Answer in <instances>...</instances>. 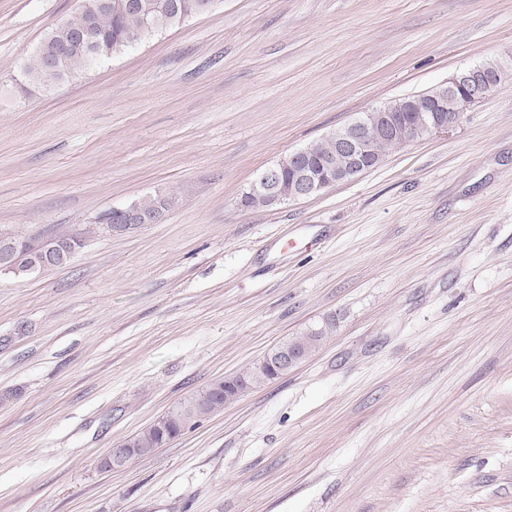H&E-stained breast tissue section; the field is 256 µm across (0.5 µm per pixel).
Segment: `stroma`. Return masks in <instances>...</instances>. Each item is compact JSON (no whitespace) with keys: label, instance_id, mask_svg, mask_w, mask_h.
Segmentation results:
<instances>
[{"label":"stroma","instance_id":"stroma-1","mask_svg":"<svg viewBox=\"0 0 512 512\" xmlns=\"http://www.w3.org/2000/svg\"><path fill=\"white\" fill-rule=\"evenodd\" d=\"M78 0H0V231L158 223L0 275V512H512V80L272 208L257 170L512 61V0H222L77 82L16 61ZM310 357L155 453L110 448L326 319ZM261 170H262V172H261ZM260 172H261V174L253 181V183L251 184V186L249 188V191L250 192H264L270 197V199L273 201V203H276V204H273L267 195L251 194L246 189L239 198L241 206L244 209L269 208V207H274V206L280 205L278 203L288 202V194L281 195L279 192H276L275 188L273 187V185L276 182L277 177H278L277 165L258 170L256 172L254 178ZM117 211L121 212L126 220L125 224H114L113 219L115 220L119 214L112 209L111 212L105 214L102 218H105V220L108 218V216H112V224L107 223L105 224L108 231L112 234V232H124L130 227L138 226L142 224H153L156 223L162 214H157L153 217L146 216L139 211H137L132 204L128 205L123 208H117Z\"/></svg>","mask_w":512,"mask_h":512}]
</instances>
